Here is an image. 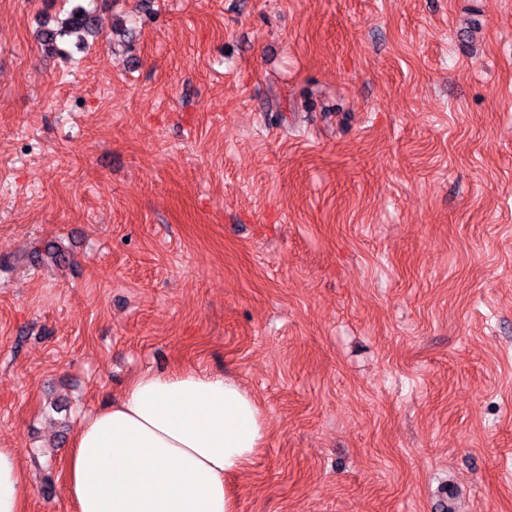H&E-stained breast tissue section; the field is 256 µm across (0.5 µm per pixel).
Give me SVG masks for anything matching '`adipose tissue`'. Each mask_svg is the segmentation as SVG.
<instances>
[{
    "label": "adipose tissue",
    "mask_w": 512,
    "mask_h": 512,
    "mask_svg": "<svg viewBox=\"0 0 512 512\" xmlns=\"http://www.w3.org/2000/svg\"><path fill=\"white\" fill-rule=\"evenodd\" d=\"M267 434L255 400L205 370L145 371L84 418L67 453L75 512H235L224 488ZM17 449L0 445V512H26Z\"/></svg>",
    "instance_id": "obj_1"
}]
</instances>
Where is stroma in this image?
<instances>
[{
    "mask_svg": "<svg viewBox=\"0 0 512 512\" xmlns=\"http://www.w3.org/2000/svg\"><path fill=\"white\" fill-rule=\"evenodd\" d=\"M0 0V445L233 375L236 512H512V0ZM58 245L69 260L43 257ZM71 2L72 6L66 11L65 17L61 19L60 23L58 22L55 26H50L49 22L43 23L39 31V40L45 51L60 53L59 40L73 30H83L92 36L98 32L94 13L81 3H73L80 2V0H65L63 6Z\"/></svg>",
    "mask_w": 512,
    "mask_h": 512,
    "instance_id": "1",
    "label": "stroma"
}]
</instances>
